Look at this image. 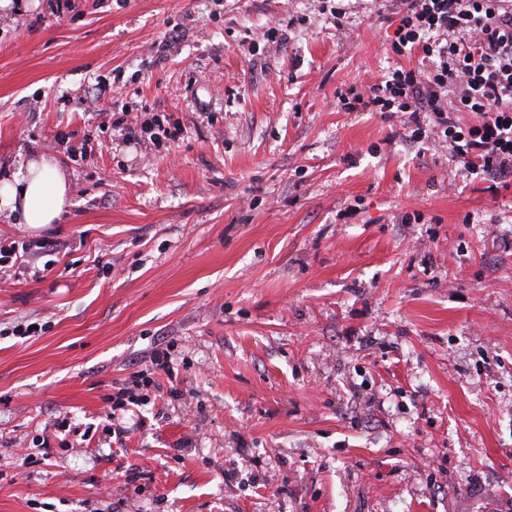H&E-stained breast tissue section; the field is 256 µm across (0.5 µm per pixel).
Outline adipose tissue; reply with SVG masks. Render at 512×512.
Returning a JSON list of instances; mask_svg holds the SVG:
<instances>
[{
	"mask_svg": "<svg viewBox=\"0 0 512 512\" xmlns=\"http://www.w3.org/2000/svg\"><path fill=\"white\" fill-rule=\"evenodd\" d=\"M68 205L67 178L51 157L28 161L25 172L0 183V208L33 228L55 223Z\"/></svg>",
	"mask_w": 512,
	"mask_h": 512,
	"instance_id": "ef3b65f1",
	"label": "adipose tissue"
}]
</instances>
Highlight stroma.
Here are the masks:
<instances>
[{"instance_id":"stroma-1","label":"stroma","mask_w":512,"mask_h":512,"mask_svg":"<svg viewBox=\"0 0 512 512\" xmlns=\"http://www.w3.org/2000/svg\"><path fill=\"white\" fill-rule=\"evenodd\" d=\"M400 7H0V180L51 156L71 201L0 211L28 248L0 272V512H512V181L337 99L421 66L388 50ZM165 345L182 397L115 439L114 384Z\"/></svg>"}]
</instances>
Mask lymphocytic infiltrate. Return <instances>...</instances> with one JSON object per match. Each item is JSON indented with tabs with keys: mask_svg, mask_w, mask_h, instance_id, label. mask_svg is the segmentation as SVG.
Wrapping results in <instances>:
<instances>
[{
	"mask_svg": "<svg viewBox=\"0 0 512 512\" xmlns=\"http://www.w3.org/2000/svg\"><path fill=\"white\" fill-rule=\"evenodd\" d=\"M390 38L399 56L421 51L425 69L396 68L338 100L350 111L405 112L410 145L448 146L468 174L492 182L512 176V0H402ZM170 351L156 349L151 370L113 392V411L140 404V388L167 390L155 374L169 371Z\"/></svg>",
	"mask_w": 512,
	"mask_h": 512,
	"instance_id": "lymphocytic-infiltrate-1",
	"label": "lymphocytic infiltrate"
}]
</instances>
